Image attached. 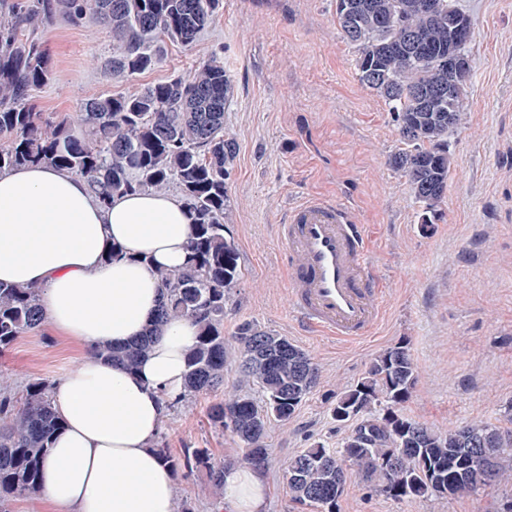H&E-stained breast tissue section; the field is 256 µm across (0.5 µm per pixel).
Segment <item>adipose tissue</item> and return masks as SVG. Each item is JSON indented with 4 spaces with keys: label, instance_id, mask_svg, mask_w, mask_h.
<instances>
[{
    "label": "adipose tissue",
    "instance_id": "adipose-tissue-1",
    "mask_svg": "<svg viewBox=\"0 0 512 512\" xmlns=\"http://www.w3.org/2000/svg\"><path fill=\"white\" fill-rule=\"evenodd\" d=\"M180 198L145 190L102 205L82 177L47 165L0 172V282L36 285L45 324L86 348L55 384L62 422L42 468L53 512H176L169 464L155 443L184 387L197 328L169 322L135 372L89 355L126 343L153 320L157 270L188 259ZM122 259L107 261L111 248ZM263 471L224 473L225 512H265Z\"/></svg>",
    "mask_w": 512,
    "mask_h": 512
}]
</instances>
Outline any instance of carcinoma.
<instances>
[{"label":"carcinoma","instance_id":"cac0c4a2","mask_svg":"<svg viewBox=\"0 0 512 512\" xmlns=\"http://www.w3.org/2000/svg\"><path fill=\"white\" fill-rule=\"evenodd\" d=\"M420 0H348L336 12L343 37L356 49L362 83L376 92L406 148L391 158L431 224L445 197L451 169L448 134L460 124L467 90L453 99L448 87V11L455 0H436L427 14ZM219 0H64L73 19L86 17L112 34V75L154 66L159 43L193 44L212 23ZM54 0H0V171L50 164L85 178L103 204L119 194L173 188L192 220L186 265L160 272L162 298L141 338L99 347L93 355L131 371L170 321L198 327L188 352L184 391L178 398L224 386L227 343L224 304L240 279L239 256L224 237L230 210L226 180L236 146L224 129L232 93L224 64L215 58L188 76L146 85L119 97L92 98L80 112L82 133L65 119L48 120L28 104L30 93L52 78V65L35 30L56 12ZM39 288L0 283V354L39 329ZM238 373L262 399L233 391L209 408L212 426L237 438L238 456L219 466L205 449L181 457L160 449L170 467L207 470L212 488L224 490V470L239 463L265 468L268 424L288 420L319 380L310 355L285 336L251 323L237 332ZM418 371L402 340L371 363L367 376L342 393L334 413L363 419L336 449L314 445L288 464L291 499L314 510L336 512L353 471L397 501L429 496L462 498L512 481V428L472 421L446 431L406 417ZM51 383H30L22 406L0 398V512L40 491L41 470L60 420ZM476 457L492 467L489 483L471 473Z\"/></svg>","mask_w":512,"mask_h":512}]
</instances>
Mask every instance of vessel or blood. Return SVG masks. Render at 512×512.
<instances>
[{"instance_id":"vessel-or-blood-1","label":"vessel or blood","mask_w":512,"mask_h":512,"mask_svg":"<svg viewBox=\"0 0 512 512\" xmlns=\"http://www.w3.org/2000/svg\"><path fill=\"white\" fill-rule=\"evenodd\" d=\"M277 235L291 270L292 309L304 331L343 342L370 337L384 309L364 225L342 205L310 196L289 207Z\"/></svg>"}]
</instances>
